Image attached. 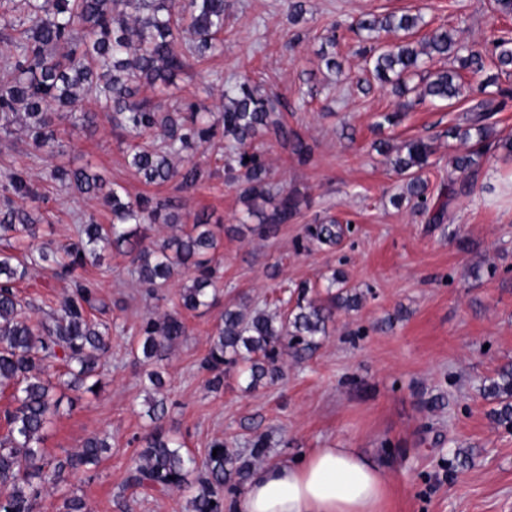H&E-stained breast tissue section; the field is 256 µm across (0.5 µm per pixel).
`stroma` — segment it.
<instances>
[{
  "mask_svg": "<svg viewBox=\"0 0 512 512\" xmlns=\"http://www.w3.org/2000/svg\"><path fill=\"white\" fill-rule=\"evenodd\" d=\"M290 3L227 0L221 52L189 60L167 92L142 91L163 106L174 96L189 98L213 121L225 83L240 72L250 71L264 90L283 97L289 126L314 153L302 165L276 142L262 147L274 183L302 199L299 214L275 235L239 232L244 206L217 158L219 145L190 152L212 175L182 191L172 183L145 184L135 174L103 104L85 101L94 126L63 136L61 163L91 168L134 196L175 198L182 223L204 211L225 227L214 255L218 300L205 313H184L187 334L162 363L164 424L199 457L213 439L244 450L259 434L268 439L271 462L314 448L359 449L388 474V512H512V430L496 424V403L482 391L512 361V156L491 144L475 172L455 170L452 159L465 146L448 131L465 125L466 101H427L400 125H381L397 99L387 89L357 87L365 61L361 39L349 28L367 14L418 10L429 26L446 27L487 54L503 30L512 31V16L494 12L492 0H305L294 22ZM331 31L339 76L319 59ZM412 137L434 147L422 176L433 205L445 207L437 223L411 204H392L403 182L374 148ZM4 163L23 171L38 191V200L23 206L55 244L74 241L85 215L111 223L98 201L46 181L47 162L23 130L0 134ZM329 216L350 222V229L335 246H306L307 226ZM335 270L363 300L359 309L337 313L312 358L288 360L282 379L254 391L235 373L226 375L221 392L208 390L199 361L224 308L273 306L299 283L322 289ZM86 275L112 322V348L97 394L61 391L60 414L43 446L62 457L90 434L108 436L111 450L95 479L74 486L86 512H187V492L146 497L125 484L135 439L149 424L150 391L135 356L139 329L155 312L177 309L185 278L176 276L150 298L115 253ZM68 289L67 281L38 269L19 286L33 319L58 308Z\"/></svg>",
  "mask_w": 512,
  "mask_h": 512,
  "instance_id": "1",
  "label": "stroma"
}]
</instances>
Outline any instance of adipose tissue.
<instances>
[{
  "label": "adipose tissue",
  "mask_w": 512,
  "mask_h": 512,
  "mask_svg": "<svg viewBox=\"0 0 512 512\" xmlns=\"http://www.w3.org/2000/svg\"><path fill=\"white\" fill-rule=\"evenodd\" d=\"M383 467L354 448H317L256 467L234 512H386Z\"/></svg>",
  "instance_id": "ef3b65f1"
}]
</instances>
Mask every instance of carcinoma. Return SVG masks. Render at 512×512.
<instances>
[{"label": "carcinoma", "instance_id": "carcinoma-1", "mask_svg": "<svg viewBox=\"0 0 512 512\" xmlns=\"http://www.w3.org/2000/svg\"><path fill=\"white\" fill-rule=\"evenodd\" d=\"M225 0H23L0 14L7 49L0 53V70L10 80L0 85V128L11 131L21 122L36 150L50 158L62 153L55 129L66 121L74 128L90 127L95 114L81 104L93 99L112 110V126L133 141L127 151L129 166L148 184L175 182L187 190L206 174L198 163L176 166L172 158L184 151L224 138V169L234 174L239 198L249 215L258 218L250 231L265 238L299 210L300 199L281 194L271 178V168L255 143L276 141L298 163H308L313 147L291 129L283 116L280 96L267 93L242 73L224 86L222 123L210 122L197 103L186 98L169 103L162 112L151 100L139 96L140 88L167 89L190 58L203 59L223 45ZM427 23L421 13H388L356 22L362 41L368 43L366 64L374 80L391 86L401 99L397 109L382 116L395 125L410 105L404 97L409 82L435 56L453 55L458 66L438 70L425 79L419 100H458L466 89V75L477 79L483 92L494 78L480 79L485 58L456 40L443 26L414 36ZM492 65L500 72L512 68V37L494 42ZM493 103L482 99L467 117V128L448 135L469 145L454 159L462 173L479 167L493 129L486 124ZM149 136L151 144L137 140ZM378 151L405 182L406 198L419 210L429 209L427 182L422 178L433 147L422 138L405 141L392 153L388 142ZM249 161H244V158ZM47 178L74 187L100 200L112 211V223L89 222L78 228L77 240L59 247L51 241L22 252L0 251V393L11 390V405L3 413L5 434L0 437V512H40L42 493L60 490L70 480L92 481L107 439L97 434L85 438L81 449L64 458L47 455L45 432L59 414L61 389L92 393L100 384L103 360L111 345L112 324L98 318L102 312L96 291L82 270L101 260L110 249L129 259L141 284L154 293L177 273L189 275L180 291V306L189 312L210 308L216 299L212 267L218 247L217 225L205 213L194 216L189 230L180 224L173 201L151 196L131 197L123 187L107 183L84 167L54 165ZM38 197L23 172L0 171V241L36 239L38 225L16 200ZM272 209L265 210V205ZM165 224L173 229L166 238L144 244L146 227ZM343 233L330 218L308 229L307 241L333 245ZM38 266L70 283L60 309L36 322L24 315L17 286L28 269ZM325 296L303 283L286 310L228 307L209 348L200 362L210 375L209 386L218 392L224 375L232 370L246 377L248 387L272 384L283 376L284 358L313 354L328 335L336 312L354 309L362 294L346 286L338 273L327 278ZM186 335L179 313L147 318L140 329L137 352L154 365L165 359ZM486 397L495 400L498 425L512 429V363L503 365L490 383ZM167 413L164 399H154L148 409L152 427L128 468L126 485L146 493L165 495L178 489L190 492L189 512H225V492L239 490L252 469L266 459L268 441L258 435L249 451L240 453L216 438L204 457L196 458L186 444L162 425ZM58 512H85L83 498L62 496Z\"/></svg>", "mask_w": 512, "mask_h": 512}]
</instances>
